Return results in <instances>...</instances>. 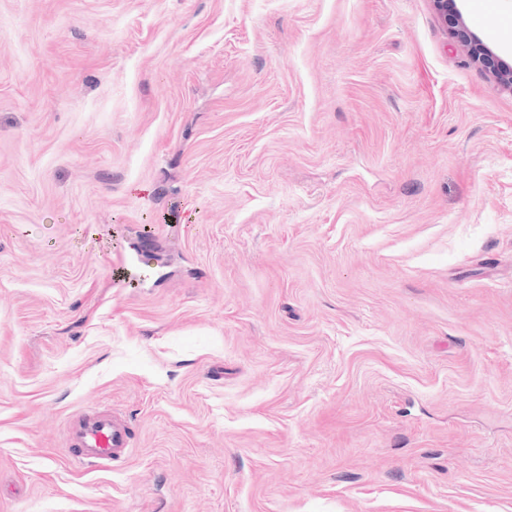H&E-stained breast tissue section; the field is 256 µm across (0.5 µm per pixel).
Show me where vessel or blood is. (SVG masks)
<instances>
[{"label": "vessel or blood", "instance_id": "vessel-or-blood-1", "mask_svg": "<svg viewBox=\"0 0 512 512\" xmlns=\"http://www.w3.org/2000/svg\"><path fill=\"white\" fill-rule=\"evenodd\" d=\"M68 441L79 461L107 465L127 455L130 434L127 426L111 413L98 412L85 423L71 426Z\"/></svg>", "mask_w": 512, "mask_h": 512}]
</instances>
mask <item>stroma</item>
Returning <instances> with one entry per match:
<instances>
[{
  "instance_id": "stroma-1",
  "label": "stroma",
  "mask_w": 512,
  "mask_h": 512,
  "mask_svg": "<svg viewBox=\"0 0 512 512\" xmlns=\"http://www.w3.org/2000/svg\"><path fill=\"white\" fill-rule=\"evenodd\" d=\"M0 512H512V92L432 0H0ZM68 447L81 462L92 465L111 464L129 451L128 427L112 416V412H97L83 424L71 425Z\"/></svg>"
}]
</instances>
